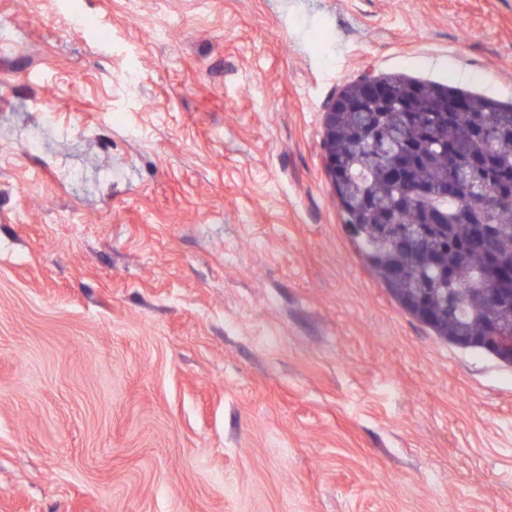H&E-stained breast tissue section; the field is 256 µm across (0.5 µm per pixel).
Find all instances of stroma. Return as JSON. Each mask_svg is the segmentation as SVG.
I'll return each instance as SVG.
<instances>
[{"label":"stroma","mask_w":512,"mask_h":512,"mask_svg":"<svg viewBox=\"0 0 512 512\" xmlns=\"http://www.w3.org/2000/svg\"><path fill=\"white\" fill-rule=\"evenodd\" d=\"M393 73L512 100V0H0V512H512V363L324 169Z\"/></svg>","instance_id":"1"}]
</instances>
